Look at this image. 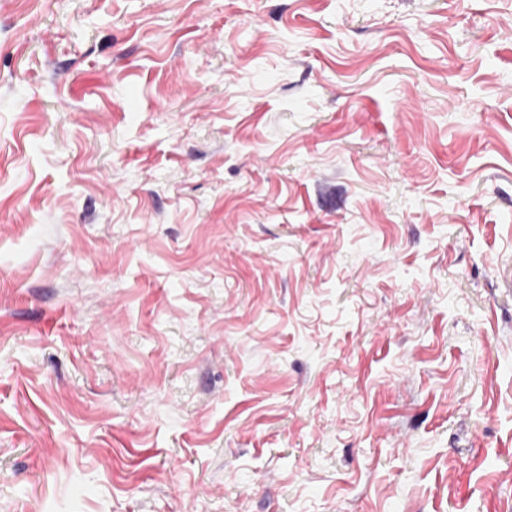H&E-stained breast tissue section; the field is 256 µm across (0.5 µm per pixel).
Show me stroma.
<instances>
[{
    "mask_svg": "<svg viewBox=\"0 0 512 512\" xmlns=\"http://www.w3.org/2000/svg\"><path fill=\"white\" fill-rule=\"evenodd\" d=\"M0 512H512V0H0Z\"/></svg>",
    "mask_w": 512,
    "mask_h": 512,
    "instance_id": "35a3bbf8",
    "label": "stroma"
}]
</instances>
